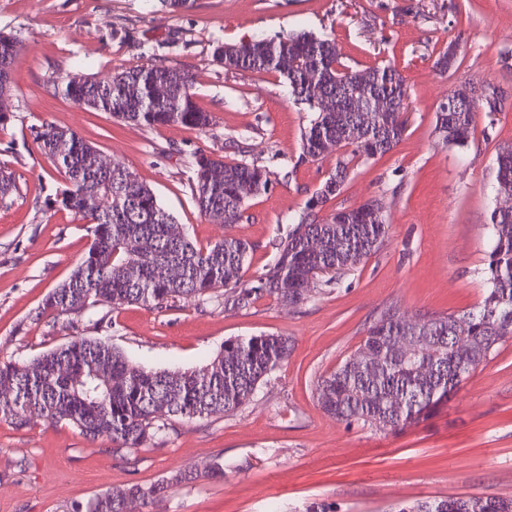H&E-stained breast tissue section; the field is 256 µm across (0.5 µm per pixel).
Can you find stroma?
<instances>
[{"instance_id":"35a3bbf8","label":"stroma","mask_w":512,"mask_h":512,"mask_svg":"<svg viewBox=\"0 0 512 512\" xmlns=\"http://www.w3.org/2000/svg\"><path fill=\"white\" fill-rule=\"evenodd\" d=\"M309 31L335 37L355 69L396 66L409 88L408 129L393 152L355 167L337 202L371 197L385 206L384 243L358 266L319 276L307 301L289 307L263 297L246 308L178 302L96 308L68 324L37 317L43 298L68 279L86 251L84 224L48 198L59 174L38 151L36 128L77 132L103 159L132 171L201 246L228 236L253 251L246 279L275 254L312 193L336 171V157L300 160L311 118L273 73L228 71L215 43ZM0 32L22 45L10 91L0 100V165L18 194L0 206V361L24 362L77 336L109 339L153 369H192L225 341L288 337L287 361L231 414L170 420L138 449L88 440L70 425L0 420V512H80L113 487H147L193 469L152 512H389L401 503L466 495L512 497V341L499 346L448 402L397 432L347 424L318 405V379L360 345L387 308L407 317L459 313L482 299L491 251L496 150L512 142V0H196L173 12L159 0H0ZM456 44L460 65L435 62ZM146 63L194 77L195 101L212 116L206 131L142 127L53 94L67 74L105 78ZM491 81L505 109L479 113L459 148L438 141L436 111L455 86ZM201 151L268 167L276 178L251 199L240 223L202 214L188 185ZM224 477L205 478L214 461Z\"/></svg>"}]
</instances>
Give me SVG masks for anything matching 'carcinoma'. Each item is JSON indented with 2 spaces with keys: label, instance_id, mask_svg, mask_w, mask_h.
<instances>
[{
  "label": "carcinoma",
  "instance_id": "1",
  "mask_svg": "<svg viewBox=\"0 0 512 512\" xmlns=\"http://www.w3.org/2000/svg\"><path fill=\"white\" fill-rule=\"evenodd\" d=\"M18 55L17 40L0 33V93L10 90ZM213 57L226 70L283 78L294 102L314 113L301 135V159L334 152L336 173L309 198L273 261L248 282V241L226 237L205 247L195 244L133 172L102 165L97 148L78 133L43 125L34 141L62 178L49 205L86 221L90 244L69 278L43 299L38 315L78 316L105 304L161 310L178 300L202 303L221 290L227 292L224 303L236 308L265 295L297 306L308 299L314 277L358 265L383 242L386 220H373L363 204L320 212L343 192L351 168L402 141L408 87L400 71L391 65L353 69L344 64L336 38L307 32L218 43ZM54 90L78 106L147 127L180 124L203 131L212 122L195 103L192 75L172 67L150 63L115 71L110 83L68 75ZM362 92L388 105L366 125L361 113L349 111ZM325 99L340 108L323 111ZM496 111L480 99L467 109L441 106L435 132L443 143L464 148L473 138L476 114ZM361 124L364 130L354 132ZM496 165V194L512 193V143L498 147ZM188 182L202 213L236 224L248 200L268 190L272 172L253 161L195 152ZM16 191L15 174L1 167L0 204ZM489 230L493 246L481 302L458 314L425 313L413 320L386 309L358 351L318 381L317 400L326 413L348 424L401 430L448 401L461 382L458 373L469 375L512 340V209H494ZM405 336L416 337L410 354L396 347ZM491 336L497 340L489 341ZM289 354L285 336H250L225 343L199 368L154 370L99 338L77 336L25 364L0 362V420L17 429L34 418L65 422L90 439H110L118 449L141 448L162 438L175 417L208 419L238 410ZM192 479L185 470L148 488L110 489L88 502L85 512H126L129 500L145 506ZM390 512H512V498L423 500Z\"/></svg>",
  "mask_w": 512,
  "mask_h": 512
}]
</instances>
